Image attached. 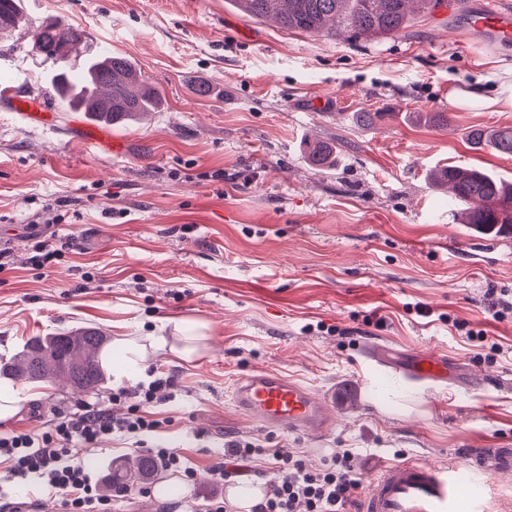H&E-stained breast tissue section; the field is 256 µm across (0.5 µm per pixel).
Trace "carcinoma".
Here are the masks:
<instances>
[{
    "instance_id": "obj_1",
    "label": "carcinoma",
    "mask_w": 512,
    "mask_h": 512,
    "mask_svg": "<svg viewBox=\"0 0 512 512\" xmlns=\"http://www.w3.org/2000/svg\"><path fill=\"white\" fill-rule=\"evenodd\" d=\"M237 9L260 21L272 19L281 28L332 39L344 35L355 40H381L407 27L411 11L433 13L444 0H232ZM22 22L20 0H0V32H11ZM33 49L54 69L46 92L65 100L75 111L120 123L151 112L158 92L145 84L134 65L122 55L87 53V35L79 27L65 26L47 18L26 32ZM70 46L68 60L60 57L62 45ZM81 58L83 79L74 80L73 60ZM474 144H485L499 154L512 157V128L476 129ZM337 147L324 141L309 146V163L317 170L336 166ZM432 180L451 190L465 208L461 221L482 235H512V182L477 167L448 165L430 173ZM107 337L87 326L50 336L30 338L7 362H0V379L13 382L49 381L63 374L61 363L77 359V374H66L71 387L89 393L101 387L107 376L102 352ZM152 462L140 457L112 469L107 488L130 486L152 475Z\"/></svg>"
}]
</instances>
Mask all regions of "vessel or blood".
I'll return each mask as SVG.
<instances>
[{
    "instance_id": "b4317fda",
    "label": "vessel or blood",
    "mask_w": 512,
    "mask_h": 512,
    "mask_svg": "<svg viewBox=\"0 0 512 512\" xmlns=\"http://www.w3.org/2000/svg\"><path fill=\"white\" fill-rule=\"evenodd\" d=\"M469 26L488 34L495 42H512V10L485 0L469 17ZM0 100L31 122H43L52 108L39 93L19 95L16 88L0 89ZM365 356L420 382H441L449 377L445 358L418 355L410 359L383 360L377 345H368ZM235 408L257 424L282 432L309 436L327 433L334 424L335 405L324 402L307 387L277 371H257L240 377L233 386ZM462 466H445L398 460L379 469L370 478L351 512H485L483 483L464 493Z\"/></svg>"
}]
</instances>
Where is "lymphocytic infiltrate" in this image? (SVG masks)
I'll return each mask as SVG.
<instances>
[{
	"instance_id": "lymphocytic-infiltrate-1",
	"label": "lymphocytic infiltrate",
	"mask_w": 512,
	"mask_h": 512,
	"mask_svg": "<svg viewBox=\"0 0 512 512\" xmlns=\"http://www.w3.org/2000/svg\"><path fill=\"white\" fill-rule=\"evenodd\" d=\"M174 376L159 375L133 389L113 390L106 400L83 402L78 412L56 414L48 431L35 436L23 431L0 433V462L17 482L38 479L59 496L65 512H113L126 489L101 495L85 461L74 446L94 452L117 436L142 437L157 431L154 403L170 398ZM276 477L252 512H345L360 487L350 450L332 454L317 468L294 455L274 452Z\"/></svg>"
}]
</instances>
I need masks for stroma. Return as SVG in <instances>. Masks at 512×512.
Returning a JSON list of instances; mask_svg holds the SVG:
<instances>
[{"label": "stroma", "mask_w": 512, "mask_h": 512, "mask_svg": "<svg viewBox=\"0 0 512 512\" xmlns=\"http://www.w3.org/2000/svg\"><path fill=\"white\" fill-rule=\"evenodd\" d=\"M482 2L450 0L365 43L289 32L230 0H22L26 22L82 27L90 51L126 56L161 97L148 120L107 126L118 151L95 155L79 146L85 113L58 110L34 127L0 103V361L30 337L81 326L100 328L112 350L168 321L203 327L190 360L143 354L177 384L154 404L161 426L145 444L172 448L192 476L178 496L131 486L120 512L228 498L211 469L235 438L263 445L236 478L262 488L276 448L312 468L350 449L364 484L402 458L470 467L512 453V319L486 313L488 289L512 295V237L460 223L458 203L430 179L448 164L512 179V157L466 137L512 127V112L448 102L449 88L512 66V44L463 23ZM51 72L22 32L0 37V81L40 92ZM360 112L382 118L364 126ZM418 112L451 122L434 128ZM318 140L338 144L335 168L308 164ZM33 234L63 245L41 268ZM455 318L485 340H468ZM371 339L442 356L459 373L402 378L365 358ZM265 369L336 399L331 430L287 433L240 415L236 379ZM133 385L113 375L84 395L20 384L23 408L0 432L42 433L54 412Z\"/></svg>", "instance_id": "1"}]
</instances>
